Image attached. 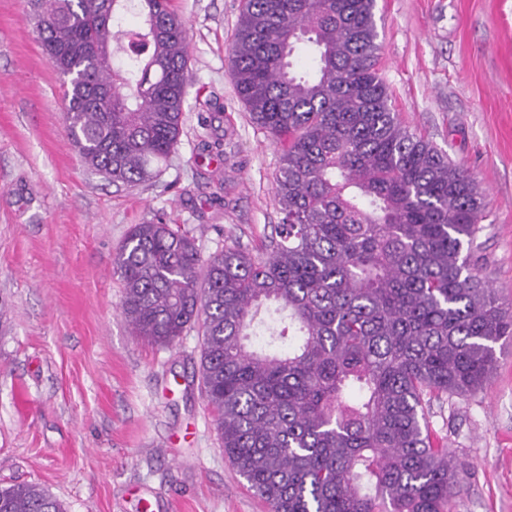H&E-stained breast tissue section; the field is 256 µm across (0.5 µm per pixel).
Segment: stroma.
<instances>
[{
    "instance_id": "1",
    "label": "stroma",
    "mask_w": 512,
    "mask_h": 512,
    "mask_svg": "<svg viewBox=\"0 0 512 512\" xmlns=\"http://www.w3.org/2000/svg\"><path fill=\"white\" fill-rule=\"evenodd\" d=\"M242 4L172 0L194 78L180 142L158 178L119 187L67 136L28 0H0V485H39L67 512H266L224 454L197 329L170 348L132 336L112 274L134 224L166 217L207 256L261 251L282 218L280 151L227 56ZM375 18L392 105L470 171L486 218L469 261L512 299V0H376ZM496 357L483 389L426 407L467 472L452 512H512V340Z\"/></svg>"
}]
</instances>
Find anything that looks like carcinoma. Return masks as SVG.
<instances>
[{
	"instance_id": "1",
	"label": "carcinoma",
	"mask_w": 512,
	"mask_h": 512,
	"mask_svg": "<svg viewBox=\"0 0 512 512\" xmlns=\"http://www.w3.org/2000/svg\"><path fill=\"white\" fill-rule=\"evenodd\" d=\"M31 5L84 165L125 186L157 177L193 85L171 0ZM374 9L244 0L234 84L281 151L283 217L265 250L204 258L159 217L112 254L133 335L168 348L200 328L224 453L268 512H449L466 474L425 405L480 390L512 337V307L465 255L484 220L474 180L391 107ZM0 512L65 508L17 483L0 487Z\"/></svg>"
}]
</instances>
